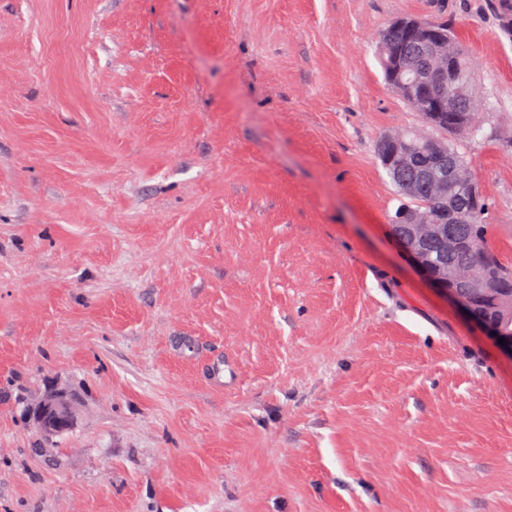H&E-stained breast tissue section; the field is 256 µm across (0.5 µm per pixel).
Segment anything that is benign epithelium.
Returning a JSON list of instances; mask_svg holds the SVG:
<instances>
[{
  "mask_svg": "<svg viewBox=\"0 0 512 512\" xmlns=\"http://www.w3.org/2000/svg\"><path fill=\"white\" fill-rule=\"evenodd\" d=\"M398 33L405 34L420 53L398 50L390 53L386 63V81L408 103L427 106V116L435 118L441 112H468L475 95L469 91V82L461 74L459 49L450 37L439 33L429 19L402 16L394 19L380 34V46L391 44ZM385 156L400 157L408 163L409 147L402 139L386 138L382 141ZM405 197H414L426 188L439 198L448 195V178L438 177L425 171L405 177L400 183ZM407 231L403 236L392 235L395 245L406 256L413 268L450 303L466 316H471L470 304L484 292L473 279H462L453 268H436L428 255V247L435 242L439 247L455 253L465 245V239L450 228L429 220L420 212L403 214ZM77 393L65 389L50 388L46 400L33 406L30 418L45 438H52L75 427Z\"/></svg>",
  "mask_w": 512,
  "mask_h": 512,
  "instance_id": "benign-epithelium-1",
  "label": "benign epithelium"
}]
</instances>
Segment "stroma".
<instances>
[{"label":"stroma","mask_w":512,"mask_h":512,"mask_svg":"<svg viewBox=\"0 0 512 512\" xmlns=\"http://www.w3.org/2000/svg\"><path fill=\"white\" fill-rule=\"evenodd\" d=\"M441 14L512 264L491 0H0V512H512V354L399 252L375 158L421 122L378 37ZM52 386L49 446L15 398ZM78 402L77 393L51 387L46 400L33 406L29 416L35 422L40 435L44 438H52L75 427ZM71 431H66L60 436Z\"/></svg>","instance_id":"35a3bbf8"}]
</instances>
